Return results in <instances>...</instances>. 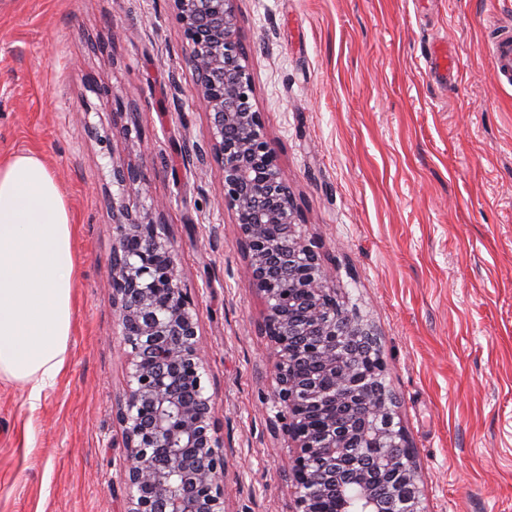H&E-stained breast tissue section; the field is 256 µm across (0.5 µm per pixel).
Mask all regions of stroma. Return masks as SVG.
Returning a JSON list of instances; mask_svg holds the SVG:
<instances>
[{
    "instance_id": "stroma-1",
    "label": "stroma",
    "mask_w": 512,
    "mask_h": 512,
    "mask_svg": "<svg viewBox=\"0 0 512 512\" xmlns=\"http://www.w3.org/2000/svg\"><path fill=\"white\" fill-rule=\"evenodd\" d=\"M252 104L341 305L374 330L422 512H512V0H236ZM448 49L453 77L429 67ZM171 0H0V160L56 177L79 264L67 364L39 401L0 379V512H122L125 367L107 278L113 159L143 166L197 301L225 512H294L273 360ZM111 89L138 134L100 109ZM88 113L97 134L79 133ZM491 54L497 74L510 82L512 79V29L501 26L493 42Z\"/></svg>"
}]
</instances>
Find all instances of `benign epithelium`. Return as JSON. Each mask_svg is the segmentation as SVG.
<instances>
[{
	"label": "benign epithelium",
	"instance_id": "7a95c632",
	"mask_svg": "<svg viewBox=\"0 0 512 512\" xmlns=\"http://www.w3.org/2000/svg\"><path fill=\"white\" fill-rule=\"evenodd\" d=\"M188 42L196 95L209 115V149L224 202L234 210L246 274L264 302L263 330L274 356L271 401L296 452L286 477L301 489L296 512H319L326 487L331 512H419L414 470L401 461L408 443L379 395L384 359L351 395L337 342L370 351L371 331L336 306L335 273L300 229L305 223L254 110L235 0H172ZM104 109L126 115L124 101L99 93ZM112 266L109 286L126 347V385L115 405L122 430L124 512H224L223 427L202 385L205 355L197 304L182 285L178 257L143 169L112 161ZM355 442L386 449L343 480L312 467L319 454L341 456Z\"/></svg>",
	"mask_w": 512,
	"mask_h": 512
}]
</instances>
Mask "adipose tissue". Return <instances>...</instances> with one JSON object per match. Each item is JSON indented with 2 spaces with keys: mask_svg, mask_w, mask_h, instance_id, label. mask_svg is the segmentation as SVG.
<instances>
[{
  "mask_svg": "<svg viewBox=\"0 0 512 512\" xmlns=\"http://www.w3.org/2000/svg\"><path fill=\"white\" fill-rule=\"evenodd\" d=\"M73 218L35 153L0 161V378L40 400L66 368L73 325Z\"/></svg>",
  "mask_w": 512,
  "mask_h": 512,
  "instance_id": "ef3b65f1",
  "label": "adipose tissue"
}]
</instances>
